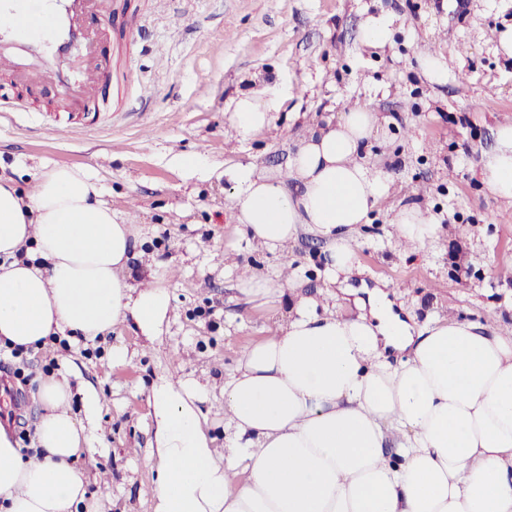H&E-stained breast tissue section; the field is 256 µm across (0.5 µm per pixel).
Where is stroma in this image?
<instances>
[{
	"label": "stroma",
	"mask_w": 512,
	"mask_h": 512,
	"mask_svg": "<svg viewBox=\"0 0 512 512\" xmlns=\"http://www.w3.org/2000/svg\"><path fill=\"white\" fill-rule=\"evenodd\" d=\"M382 14L393 18L389 45L363 47L365 18ZM110 19L98 54L132 70L119 111L101 113L93 127L43 135L40 124L57 109L53 90L0 73V96L25 101L0 123V175L22 192L42 167L97 176L113 212L138 224L130 268L146 275L148 257L171 266L173 312L150 347L119 323L101 339L0 358V386L21 398L10 410L0 405V419L11 417L20 447L31 446L42 413L38 379L69 366L104 401L88 492L109 494L110 512H148L152 379L175 370L223 384L240 354L273 331L288 299L249 301L237 288L241 267L288 268L309 294L326 285L325 244L310 232L273 252L247 246L230 209L232 171L252 163L286 172L300 137L356 100L389 119L364 153L392 178L388 197L354 233L365 280L395 286L397 309L418 326L457 314L512 336V223L478 175L498 124L512 122V58L494 49L512 27V0H467L460 12L444 0H169L161 13L154 0H112ZM424 43L462 77L431 84L414 55ZM266 88L284 97L270 128L230 141L231 99ZM190 157L197 165H187ZM412 206L438 218L440 241L407 254L391 232L396 213ZM232 244L239 253L229 267ZM120 345L134 357L110 367Z\"/></svg>",
	"instance_id": "stroma-1"
}]
</instances>
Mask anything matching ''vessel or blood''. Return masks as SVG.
I'll use <instances>...</instances> for the list:
<instances>
[{"label": "vessel or blood", "mask_w": 512, "mask_h": 512, "mask_svg": "<svg viewBox=\"0 0 512 512\" xmlns=\"http://www.w3.org/2000/svg\"><path fill=\"white\" fill-rule=\"evenodd\" d=\"M109 0H0V70L18 72L28 66L30 79L51 87L65 105L97 111L92 91L100 82L122 90L128 74L96 63L81 71L68 67L63 53L75 43L93 48L98 34L87 30L82 17L90 12L107 15Z\"/></svg>", "instance_id": "obj_1"}]
</instances>
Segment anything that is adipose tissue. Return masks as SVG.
<instances>
[{
	"instance_id": "obj_1",
	"label": "adipose tissue",
	"mask_w": 512,
	"mask_h": 512,
	"mask_svg": "<svg viewBox=\"0 0 512 512\" xmlns=\"http://www.w3.org/2000/svg\"><path fill=\"white\" fill-rule=\"evenodd\" d=\"M281 106L265 90L239 94L228 114L234 139L252 140ZM386 123L355 102L299 139L286 174L234 171L232 211L247 244L275 251L308 229L327 244L328 288L296 293L270 336L243 351L222 387L223 448L203 426L210 379L166 372L153 382L151 512H512V336L463 318L416 327L378 286L354 298L356 314L331 304L335 286L361 272L356 225L390 191L389 174L362 154ZM479 174L512 207L511 123L499 126ZM438 230L434 215L407 207L393 237L419 250ZM134 240V224L87 171L54 167L25 194L0 177V342L93 340L128 320L155 342L172 311L161 285L170 269L152 263L133 277ZM293 283L281 270L238 278L254 299ZM77 393L80 418L70 409ZM37 395L33 452L0 424V512H106L108 496L87 497L77 465L101 396L73 389L65 371L39 379Z\"/></svg>"
}]
</instances>
